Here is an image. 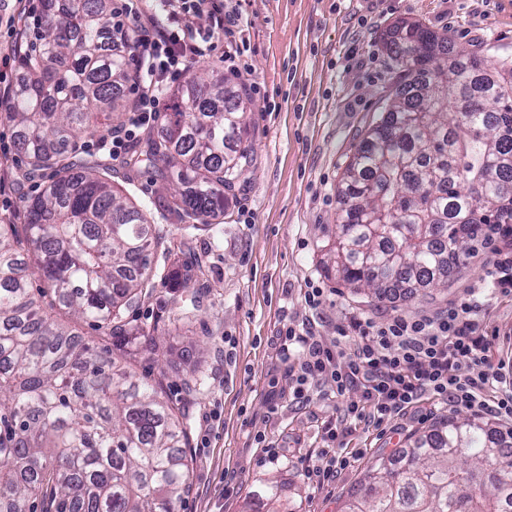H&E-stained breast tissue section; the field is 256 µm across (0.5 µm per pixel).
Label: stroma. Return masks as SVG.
<instances>
[{"mask_svg":"<svg viewBox=\"0 0 512 512\" xmlns=\"http://www.w3.org/2000/svg\"><path fill=\"white\" fill-rule=\"evenodd\" d=\"M236 10L239 73L216 56L204 65L230 85H258L247 115L254 167L225 192L223 224L191 243L201 267L189 285L199 301L192 322L179 326L182 294L161 286L128 312L132 322L157 325L159 335L180 333L172 355L139 360L135 371L150 379L165 375L166 394L176 402L185 397L187 370L198 364L205 374L189 407L190 486L177 512H265L251 493L270 477L281 485L279 512H341L363 489L372 463L406 454L448 418L483 421L512 439L511 421L429 398L382 427L358 422L350 445L364 449V458L330 484L313 486L304 470L321 463L323 426L341 414L342 402L324 387L317 400L296 403L277 344L287 323L328 342L350 315L377 322L394 308L431 315L483 283L492 250L483 241L464 268L449 273L447 287L424 296L408 288L379 300L346 285L325 263L343 172L403 81L385 49L386 31L399 21L422 22L449 36L454 52L478 56L498 73L512 65V0H238ZM0 155L11 163L10 173L0 172V220L21 227L26 200L44 183L18 178L24 159L6 121ZM126 161L123 155L111 161L114 186L133 202H149L158 191L157 169L132 170ZM311 284L327 294L315 309L304 299ZM481 317L496 358L512 367V298L491 299ZM259 434L280 448L279 462L260 463Z\"/></svg>","mask_w":512,"mask_h":512,"instance_id":"1","label":"stroma"}]
</instances>
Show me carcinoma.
Segmentation results:
<instances>
[{"label":"carcinoma","mask_w":512,"mask_h":512,"mask_svg":"<svg viewBox=\"0 0 512 512\" xmlns=\"http://www.w3.org/2000/svg\"><path fill=\"white\" fill-rule=\"evenodd\" d=\"M43 4L39 47L19 62L7 112L23 177L55 171L26 201L25 232L58 303L102 330L105 345L44 311L11 244L16 227L1 223L0 512H175L191 465L185 405L204 374L190 371L184 404L171 403L165 374L152 382L129 369L171 346L125 312L159 284L188 286L192 238L220 223L224 189L250 164L252 101L195 74L129 156L131 169L163 164L159 197L182 221L175 241L114 189L108 160L81 148L130 107V55L104 46L112 0ZM449 47L421 23L387 32L406 83L341 180L333 268L378 298L447 283L448 255L465 264L478 225L512 224V96L481 58L448 64ZM279 491L266 480L252 497L269 505ZM344 512H512V445L452 417L408 454L380 457Z\"/></svg>","instance_id":"carcinoma-1"}]
</instances>
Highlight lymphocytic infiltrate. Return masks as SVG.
Segmentation results:
<instances>
[{
  "instance_id": "obj_1",
  "label": "lymphocytic infiltrate",
  "mask_w": 512,
  "mask_h": 512,
  "mask_svg": "<svg viewBox=\"0 0 512 512\" xmlns=\"http://www.w3.org/2000/svg\"><path fill=\"white\" fill-rule=\"evenodd\" d=\"M143 0H114L112 45L138 62L131 84L134 106L125 127L112 134L109 152L125 153L130 141L159 118L164 91L183 77L192 63L210 57L219 41L233 36V11L224 0H162L167 19L158 24L143 8ZM209 25L200 28L199 17ZM485 239L497 246L486 261V285L492 295L512 296V224H485ZM484 306L468 294L433 317L411 319L396 314L384 324L350 317L340 340L326 344L312 331L288 327L278 337L283 360H296L295 399L311 402L309 385H330L345 401L344 417L326 421L324 430L332 448L322 449L326 465L308 467L307 481L322 486L338 471L365 455L348 448L350 420L371 418L382 426L401 412L418 406L432 395L455 407L476 408L512 419V392L489 397L493 385H507L504 362L495 359L492 344L479 318ZM477 368L474 376H461L462 366ZM357 398H350V391Z\"/></svg>"
}]
</instances>
